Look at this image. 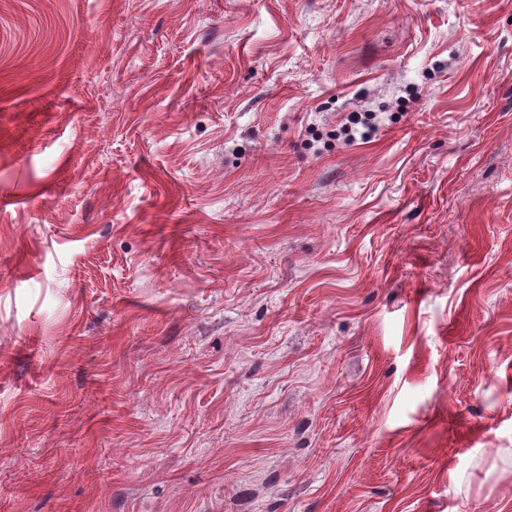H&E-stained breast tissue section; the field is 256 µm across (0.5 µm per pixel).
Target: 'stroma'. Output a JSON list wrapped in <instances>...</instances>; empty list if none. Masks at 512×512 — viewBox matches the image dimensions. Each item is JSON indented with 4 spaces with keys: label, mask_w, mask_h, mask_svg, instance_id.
I'll use <instances>...</instances> for the list:
<instances>
[{
    "label": "stroma",
    "mask_w": 512,
    "mask_h": 512,
    "mask_svg": "<svg viewBox=\"0 0 512 512\" xmlns=\"http://www.w3.org/2000/svg\"><path fill=\"white\" fill-rule=\"evenodd\" d=\"M0 512H512V0H0Z\"/></svg>",
    "instance_id": "obj_1"
}]
</instances>
